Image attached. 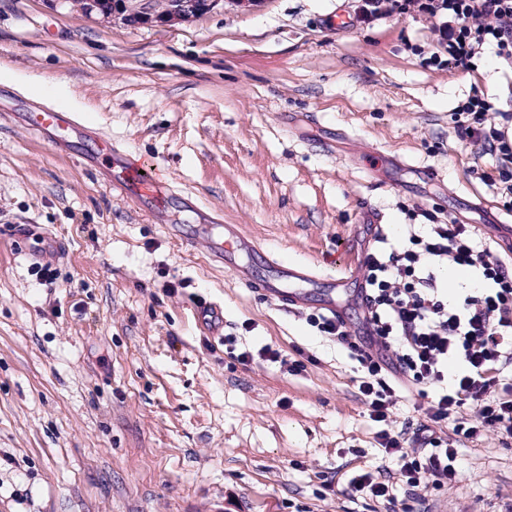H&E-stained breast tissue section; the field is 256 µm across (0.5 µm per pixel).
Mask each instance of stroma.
I'll list each match as a JSON object with an SVG mask.
<instances>
[{"label":"stroma","mask_w":512,"mask_h":512,"mask_svg":"<svg viewBox=\"0 0 512 512\" xmlns=\"http://www.w3.org/2000/svg\"><path fill=\"white\" fill-rule=\"evenodd\" d=\"M351 6L224 0L170 26L0 0V69L14 73L0 79V512H386L339 491L385 461L347 350L308 323L317 297L279 310L205 242L166 230L206 212L285 262L346 263L357 281L366 206L387 232L429 212L499 238L512 214L478 178L495 158L455 128L475 88L512 111V81L485 63L426 66L424 17L338 32L329 19ZM25 102L77 113L180 201L153 215L125 200L102 166L31 132ZM376 149L401 165L371 176ZM478 196L491 209L471 208ZM23 224L63 253H29ZM45 264L55 287L37 279ZM201 300L223 304L234 345L201 335ZM264 346L304 355L303 369L233 356ZM459 459L455 483L405 512H512V438L466 442Z\"/></svg>","instance_id":"1"}]
</instances>
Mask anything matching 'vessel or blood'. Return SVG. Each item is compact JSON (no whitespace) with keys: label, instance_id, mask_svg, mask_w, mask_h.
Masks as SVG:
<instances>
[{"label":"vessel or blood","instance_id":"1","mask_svg":"<svg viewBox=\"0 0 512 512\" xmlns=\"http://www.w3.org/2000/svg\"><path fill=\"white\" fill-rule=\"evenodd\" d=\"M23 121L43 140L58 146H67L70 137L83 132L84 126L71 112L53 107L37 106L23 113ZM97 153L108 162L109 182L112 188L141 204L146 211L155 212L169 207L173 195L158 168L144 167L140 160L119 151L110 140L97 143ZM248 240L234 229L222 225L210 227L208 248L211 258L231 272L246 288L262 291L278 307L287 309L301 303L308 289L336 290L343 285V278L325 277L303 265H287L272 255H264L268 269L266 276H257L238 261L240 250L247 248ZM197 324L209 335L224 333V309L217 304H204L195 310Z\"/></svg>","mask_w":512,"mask_h":512}]
</instances>
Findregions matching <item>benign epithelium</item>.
<instances>
[{"label":"benign epithelium","instance_id":"benign-epithelium-1","mask_svg":"<svg viewBox=\"0 0 512 512\" xmlns=\"http://www.w3.org/2000/svg\"><path fill=\"white\" fill-rule=\"evenodd\" d=\"M220 0H75L87 16H120L137 24L186 23L212 10Z\"/></svg>","mask_w":512,"mask_h":512}]
</instances>
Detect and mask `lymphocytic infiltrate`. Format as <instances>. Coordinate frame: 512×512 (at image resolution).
I'll return each mask as SVG.
<instances>
[{"instance_id":"f902f5d3","label":"lymphocytic infiltrate","mask_w":512,"mask_h":512,"mask_svg":"<svg viewBox=\"0 0 512 512\" xmlns=\"http://www.w3.org/2000/svg\"><path fill=\"white\" fill-rule=\"evenodd\" d=\"M353 11L365 25L393 13L434 19L431 65L471 72L491 50L512 67V0H355ZM461 109L472 121L457 125L459 140L496 155L481 180L512 198V134L496 126L512 114L479 93ZM453 265L475 275L454 300L440 276ZM363 267L368 336L352 335L345 321L324 313L310 324L357 362L358 390L369 419L380 425L375 441L395 468V480L364 470L347 480L346 489L394 512L400 495L425 498L453 481L459 465L457 449L440 438L388 429L403 382L428 389L417 412L431 425H452L459 440L489 432L512 437V270L473 225L454 220L406 225L396 243L375 235ZM467 409L473 420L464 419Z\"/></svg>"}]
</instances>
